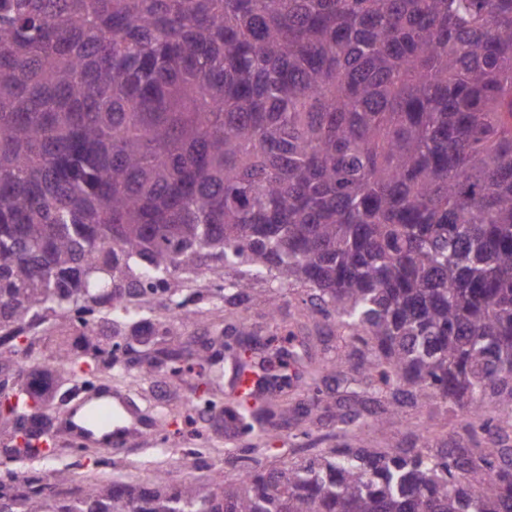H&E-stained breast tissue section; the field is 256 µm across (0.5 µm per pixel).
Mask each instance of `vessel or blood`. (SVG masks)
Instances as JSON below:
<instances>
[{
  "label": "vessel or blood",
  "mask_w": 512,
  "mask_h": 512,
  "mask_svg": "<svg viewBox=\"0 0 512 512\" xmlns=\"http://www.w3.org/2000/svg\"><path fill=\"white\" fill-rule=\"evenodd\" d=\"M142 425V412L130 396L109 388L72 400L60 418L69 441L88 448L125 447Z\"/></svg>",
  "instance_id": "vessel-or-blood-1"
}]
</instances>
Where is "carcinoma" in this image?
I'll return each mask as SVG.
<instances>
[{
	"label": "carcinoma",
	"mask_w": 512,
	"mask_h": 512,
	"mask_svg": "<svg viewBox=\"0 0 512 512\" xmlns=\"http://www.w3.org/2000/svg\"><path fill=\"white\" fill-rule=\"evenodd\" d=\"M258 275L307 293L344 334L307 372L347 364L339 447L283 468L284 408L224 403L250 435L232 485L89 478L44 457L50 401L83 377L127 379L112 336L153 348L182 275ZM77 323L81 350L40 349ZM0 512H512V0H0ZM439 400L473 448L352 445ZM510 410L487 416L488 403Z\"/></svg>",
	"instance_id": "carcinoma-1"
}]
</instances>
